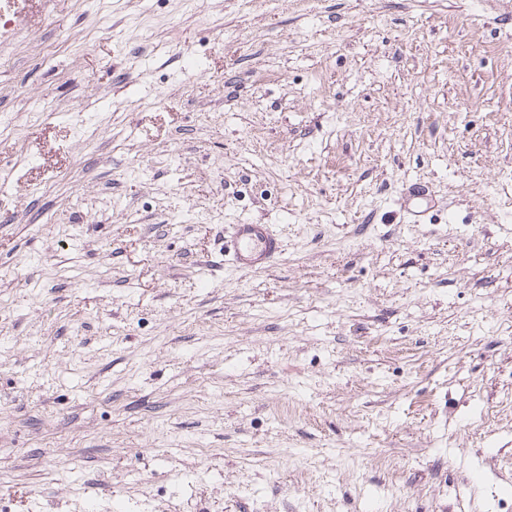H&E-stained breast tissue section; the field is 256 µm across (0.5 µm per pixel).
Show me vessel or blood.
Segmentation results:
<instances>
[{
	"label": "vessel or blood",
	"instance_id": "1",
	"mask_svg": "<svg viewBox=\"0 0 512 512\" xmlns=\"http://www.w3.org/2000/svg\"><path fill=\"white\" fill-rule=\"evenodd\" d=\"M285 245L270 224H230L223 231L219 254L238 271L272 267L282 256Z\"/></svg>",
	"mask_w": 512,
	"mask_h": 512
}]
</instances>
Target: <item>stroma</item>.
<instances>
[{"label": "stroma", "instance_id": "1", "mask_svg": "<svg viewBox=\"0 0 512 512\" xmlns=\"http://www.w3.org/2000/svg\"><path fill=\"white\" fill-rule=\"evenodd\" d=\"M8 26L0 512H512V0ZM219 246L224 264L244 272L272 267L285 250L282 237L271 224H228Z\"/></svg>", "mask_w": 512, "mask_h": 512}]
</instances>
